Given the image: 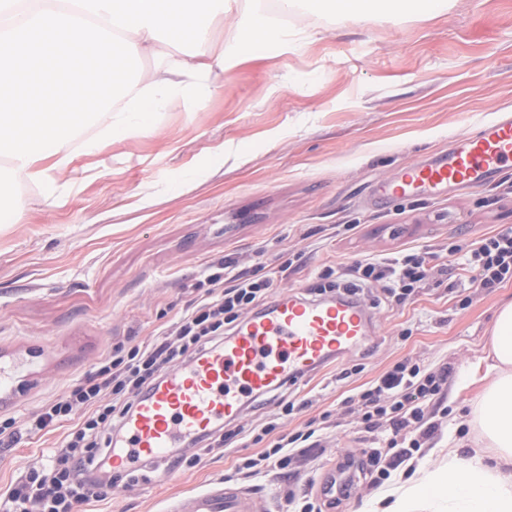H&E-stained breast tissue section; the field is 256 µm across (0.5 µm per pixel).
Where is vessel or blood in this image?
Returning <instances> with one entry per match:
<instances>
[{
    "label": "vessel or blood",
    "mask_w": 512,
    "mask_h": 512,
    "mask_svg": "<svg viewBox=\"0 0 512 512\" xmlns=\"http://www.w3.org/2000/svg\"><path fill=\"white\" fill-rule=\"evenodd\" d=\"M512 171V111L452 139L447 149L407 165L369 198L386 208L414 196L436 197L496 182ZM370 331L364 309L347 300L278 298L242 322L223 343L171 369L164 381L136 398L112 435L111 464L131 470L167 456L183 442L232 423L258 396L286 386L327 360L360 347ZM351 478L346 466L322 478L328 501L343 500ZM181 512H258L245 491L221 484L189 497Z\"/></svg>",
    "instance_id": "vessel-or-blood-1"
}]
</instances>
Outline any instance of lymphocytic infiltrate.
<instances>
[{"mask_svg": "<svg viewBox=\"0 0 512 512\" xmlns=\"http://www.w3.org/2000/svg\"><path fill=\"white\" fill-rule=\"evenodd\" d=\"M448 254L449 263L440 266L429 265L419 252L360 261L351 269L355 283L344 294L353 298L358 285H379L389 298L403 304L430 281L452 279L459 271L478 291L512 280L511 227L489 232L466 249L450 245ZM205 284L195 308L174 328L141 347H116L94 377L75 385L28 421L29 430L36 432L76 413L85 415L50 464L31 470L9 491L5 512H73L84 498V486L111 473L112 432L132 411L135 398L158 385L171 367L185 365L193 354L223 342L225 326L247 317L266 300L275 281L228 267L209 275ZM450 373L448 367L433 370L406 358L346 397V414H358L366 432L378 431L385 437L388 453H367V464L378 480L388 479L437 434L435 416ZM275 429L272 421L253 427L254 441L264 448L240 458L239 472L252 476L264 468H286L298 452L309 448L311 432L278 437Z\"/></svg>", "mask_w": 512, "mask_h": 512, "instance_id": "obj_1", "label": "lymphocytic infiltrate"}]
</instances>
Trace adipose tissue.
<instances>
[{"mask_svg":"<svg viewBox=\"0 0 512 512\" xmlns=\"http://www.w3.org/2000/svg\"><path fill=\"white\" fill-rule=\"evenodd\" d=\"M307 0H278L271 14L266 0H36L29 23L0 42V154L11 160L10 174L44 178L66 169L76 155L77 130L96 129L97 142L144 135L158 112L204 91V77L224 69L225 57L212 62L201 53L183 52L173 76L140 70L143 57L165 36L209 43L212 26L238 13L248 36L270 45L288 42L282 16ZM319 11L343 22L392 12L437 14L448 0H314ZM49 168H41V161ZM491 379L480 408V427L497 451L496 465L474 454H449L447 467L428 471L418 463L414 477L380 491L368 512H416L417 507L448 503L449 512H512V303L504 305L492 334Z\"/></svg>","mask_w":512,"mask_h":512,"instance_id":"obj_1","label":"adipose tissue"}]
</instances>
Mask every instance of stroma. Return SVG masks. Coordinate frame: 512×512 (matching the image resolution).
Wrapping results in <instances>:
<instances>
[{
  "label": "stroma",
  "instance_id": "35a3bbf8",
  "mask_svg": "<svg viewBox=\"0 0 512 512\" xmlns=\"http://www.w3.org/2000/svg\"><path fill=\"white\" fill-rule=\"evenodd\" d=\"M287 47L255 41L193 107L172 104L150 132L78 153L42 180L16 175L7 193L22 212L0 221V422L16 433L0 447V499L30 470L48 464L77 417L31 433L27 421L92 376L119 344L149 343L172 328L198 297L199 280L224 265L274 277L279 292L311 288L324 266L416 250L445 260L512 227V174L437 198L367 204L374 186L404 164L446 148L457 133L512 110V0H451L436 15L399 14L340 22L302 9L285 17ZM454 284H431L414 300L390 302L380 287L359 299L373 342L332 360L285 390L309 408L278 416L276 404L249 408L238 423L276 420L286 436L314 422L318 454L293 470L247 478L241 457L251 438L229 448H183L180 466L153 463L111 484L88 483L76 512H178L180 502L217 482L251 494L261 512H303L283 490L296 484L322 512H360L376 492L365 449L383 448L345 415L342 401L403 358L449 366L441 433L412 460L429 469L449 449L482 447L472 418L482 384H464L490 361V333L512 280L461 307ZM358 374L339 379L342 369ZM349 460L351 496L324 504L318 485Z\"/></svg>",
  "mask_w": 512,
  "mask_h": 512
}]
</instances>
